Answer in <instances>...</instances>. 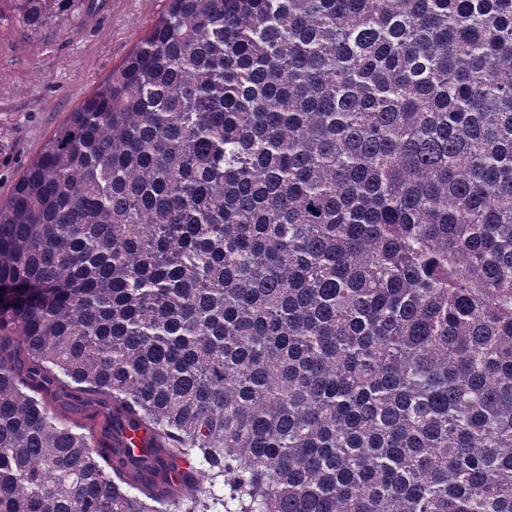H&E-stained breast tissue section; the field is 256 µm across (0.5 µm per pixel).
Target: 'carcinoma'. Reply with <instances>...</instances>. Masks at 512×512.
Returning <instances> with one entry per match:
<instances>
[{
	"label": "carcinoma",
	"instance_id": "carcinoma-1",
	"mask_svg": "<svg viewBox=\"0 0 512 512\" xmlns=\"http://www.w3.org/2000/svg\"><path fill=\"white\" fill-rule=\"evenodd\" d=\"M0 512H512V0H167L0 202Z\"/></svg>",
	"mask_w": 512,
	"mask_h": 512
}]
</instances>
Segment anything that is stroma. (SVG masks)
I'll return each mask as SVG.
<instances>
[{
    "instance_id": "obj_1",
    "label": "stroma",
    "mask_w": 512,
    "mask_h": 512,
    "mask_svg": "<svg viewBox=\"0 0 512 512\" xmlns=\"http://www.w3.org/2000/svg\"><path fill=\"white\" fill-rule=\"evenodd\" d=\"M166 0H84L40 31L0 6V199L74 111L135 50Z\"/></svg>"
}]
</instances>
